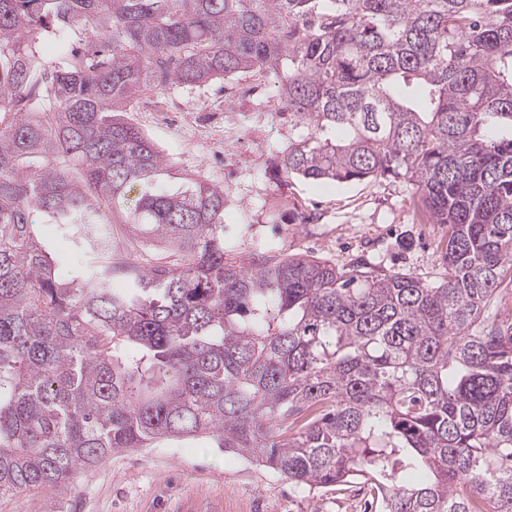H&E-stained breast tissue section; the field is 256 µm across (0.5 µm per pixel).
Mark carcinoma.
<instances>
[{"mask_svg":"<svg viewBox=\"0 0 512 512\" xmlns=\"http://www.w3.org/2000/svg\"><path fill=\"white\" fill-rule=\"evenodd\" d=\"M280 67L281 171L413 182L442 282L231 262L224 188L159 181L137 96ZM0 112V497L204 437L379 512H512V0H0ZM136 186L128 227L163 258L112 251ZM37 232L39 238L44 243L56 265L64 267L63 276L67 281L80 282L85 275L83 264L71 262L73 252L76 247L71 239L64 236L57 227V224H48L46 221H38Z\"/></svg>","mask_w":512,"mask_h":512,"instance_id":"carcinoma-1","label":"carcinoma"}]
</instances>
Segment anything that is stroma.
<instances>
[{"mask_svg":"<svg viewBox=\"0 0 512 512\" xmlns=\"http://www.w3.org/2000/svg\"><path fill=\"white\" fill-rule=\"evenodd\" d=\"M128 120L163 151L171 174L224 188V231L244 262L273 246L346 267L361 260L412 273L428 283L445 273L444 227L419 223L415 185L404 178L322 184L273 174L293 131L280 105V79L247 73L180 85L138 97ZM237 137L224 154V133ZM37 232L65 280L85 275L76 247L57 225ZM0 512H371L349 489L301 492L256 462L214 447L206 438L163 441L112 454L80 470L61 493L25 491L0 497Z\"/></svg>","mask_w":512,"mask_h":512,"instance_id":"stroma-1","label":"stroma"}]
</instances>
